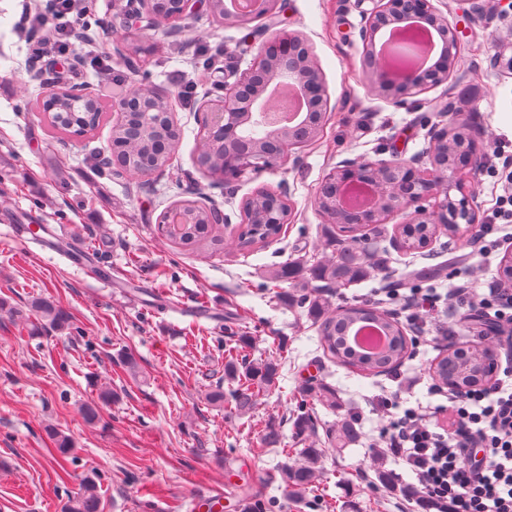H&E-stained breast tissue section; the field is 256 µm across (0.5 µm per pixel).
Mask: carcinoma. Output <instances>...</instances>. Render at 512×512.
<instances>
[{
  "label": "carcinoma",
  "mask_w": 512,
  "mask_h": 512,
  "mask_svg": "<svg viewBox=\"0 0 512 512\" xmlns=\"http://www.w3.org/2000/svg\"><path fill=\"white\" fill-rule=\"evenodd\" d=\"M148 39L146 30L128 28L125 30L126 50L129 57L143 56L142 47ZM69 86L55 85L53 95L32 96L25 100L30 112H43L46 115L50 132L70 134L85 132V122L89 113L77 112L68 103ZM182 130L168 119L163 112L153 113L146 130L140 137L129 140L123 131L115 128L110 131V139L116 141L122 153L121 169L98 167V171L108 177L121 178L129 175L135 178L144 176V166L163 171L170 166L168 148L171 143L180 141ZM197 158L204 166L203 172L212 177L224 170V138L215 135L197 146ZM210 206L193 200L184 201L181 209V223L173 228L169 240L192 251L209 252L223 248L224 241L230 240L245 252L266 246L275 233V224H212ZM325 236L320 255L310 258L287 261L272 267L267 278L276 284L290 283L298 287V293L286 291L277 293L283 303L293 302L307 310L318 322L319 342L323 353L341 366L366 375L392 373L409 357L410 339L406 336L407 327L394 314L380 308L375 303H342L331 307L330 302L319 293L322 288H346L361 282L371 274L389 269L390 257L380 246L384 234L381 224H364L351 227L348 224L323 225ZM412 242L414 250L428 247L433 241L446 234L458 240L463 238L465 229L459 224H415ZM460 262L451 257L448 263L413 266L404 265L399 284L405 288L427 285L431 288L448 277V265ZM30 315L35 320V328L47 327L63 330L70 326L71 316L50 301H36L30 305ZM370 323L387 339L386 346L376 352H366L351 344L350 331L359 324ZM495 358V349L485 341L473 344L466 352L448 350L429 374L435 383L445 384L448 379L457 381L460 387L469 389L487 380L484 369ZM281 363L274 359H263L253 363L239 364L229 360L224 364V375L238 382L231 393L235 411L244 415L256 405L260 393L275 386ZM315 412L307 399L306 391L299 392L297 405L292 410V429L295 437L305 438L313 429ZM59 464L69 461L74 451L71 436L62 430L52 432ZM359 431L349 418H342L331 427L327 434V447L303 448L301 460L284 462L268 472V480L274 488L290 500H302L313 490L317 465L328 450H341L358 441ZM265 448H276L281 443L280 425L269 422L260 439ZM373 468L379 485L385 490L395 486L393 473L378 460H373ZM245 512H270L274 500L266 495L244 492ZM102 497L98 486L91 478L84 482L81 492L68 500L64 512H102Z\"/></svg>",
  "instance_id": "1"
}]
</instances>
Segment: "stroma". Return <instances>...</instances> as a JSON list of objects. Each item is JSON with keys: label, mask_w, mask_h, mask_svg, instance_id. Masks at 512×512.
I'll use <instances>...</instances> for the list:
<instances>
[{"label": "stroma", "mask_w": 512, "mask_h": 512, "mask_svg": "<svg viewBox=\"0 0 512 512\" xmlns=\"http://www.w3.org/2000/svg\"><path fill=\"white\" fill-rule=\"evenodd\" d=\"M372 7L371 0H282L281 27L307 39L328 88L323 130L296 149L295 161L230 182L195 164L198 107L221 95L219 73L204 70L197 51L232 62L247 29L201 13L189 18L196 31L182 42L155 33L147 82L171 95L183 136L169 168L140 185L107 178L95 166L110 122L54 142L42 115L22 110L27 92L46 91L35 75L47 63L30 59V40L18 26L22 0H0V300L8 304L0 312V512H64L89 475L104 512H209L217 496L222 512H243V488L298 446L289 421L297 389L322 382L352 408L361 440L325 459L305 503L280 497L272 512H413L400 491H379L369 481L382 425L372 401L398 389L413 406L443 403L428 368L446 345L422 347L395 376L350 372L324 356L303 309L277 304L265 271L320 245L314 198L337 163L411 158L428 147L432 129L451 122L487 132L479 142L484 164L465 176L478 218L512 191V47L498 41L512 30V0H483L474 16L464 0H440L462 29L457 73L423 93L418 109L397 107L368 88L359 29ZM282 183L292 215L279 238L258 251L228 242L205 256L158 231L160 213L194 189L236 224L256 187ZM501 258L470 256L449 270L444 288L498 280ZM36 298L67 310L69 329L32 336L27 307ZM277 349L278 381L250 415L208 400L210 391L231 388L224 378L229 357L254 361ZM125 355L135 368L122 364ZM104 385L117 398L100 406L96 423H86L82 410ZM272 420L281 425L282 443L261 447ZM53 428L75 442L63 469Z\"/></svg>", "instance_id": "35a3bbf8"}]
</instances>
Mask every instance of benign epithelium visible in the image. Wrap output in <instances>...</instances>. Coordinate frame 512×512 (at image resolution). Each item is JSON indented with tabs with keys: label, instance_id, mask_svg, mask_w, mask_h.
<instances>
[{
	"label": "benign epithelium",
	"instance_id": "1",
	"mask_svg": "<svg viewBox=\"0 0 512 512\" xmlns=\"http://www.w3.org/2000/svg\"><path fill=\"white\" fill-rule=\"evenodd\" d=\"M124 2L120 29L144 27L176 34L180 21L189 15L215 10L214 0H113ZM359 31L362 67L372 92L404 106L408 99L448 82L458 66L460 35L448 16L433 0H372ZM278 9V0H261L256 11L224 12V20L238 25L256 24L265 32ZM246 68L228 66L224 72V95L205 101L199 109L198 139L205 140L215 128L224 129V140L239 138V148L224 150V177L247 172L259 175L279 168L291 159L293 150L314 141L323 129L328 106L325 81L312 48L298 33L278 30L249 50ZM290 85L302 100L305 122L296 130L278 127L281 136L275 158L257 145L243 141L246 130L264 120L267 124L270 85ZM117 123L131 127L133 112H172L169 93L153 88L133 93L127 88L112 98ZM483 154L475 138L461 126H445L432 135L431 147L408 159L371 160L362 157L339 162L322 180L315 206L326 224H386L395 214H407V224H458L474 222L470 196L459 174L482 166ZM366 189L372 201L350 210L341 196L348 190ZM457 190L461 198L450 197ZM246 200L253 224H286L290 215L273 212Z\"/></svg>",
	"mask_w": 512,
	"mask_h": 512
}]
</instances>
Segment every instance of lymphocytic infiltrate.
<instances>
[{"mask_svg":"<svg viewBox=\"0 0 512 512\" xmlns=\"http://www.w3.org/2000/svg\"><path fill=\"white\" fill-rule=\"evenodd\" d=\"M88 0H47L28 10L24 23L36 32L33 59L67 57L73 40L90 24ZM512 220V196L481 225L470 243L484 254L512 248V234L500 224ZM452 328L463 330L457 346L468 349L465 331L482 316L512 329V287L490 284L484 291L456 288L448 305ZM390 421L382 432L384 452L413 474L414 487L434 512H512V358L498 361L486 384L452 393L447 403L424 411L383 399Z\"/></svg>","mask_w":512,"mask_h":512,"instance_id":"lymphocytic-infiltrate-1","label":"lymphocytic infiltrate"}]
</instances>
